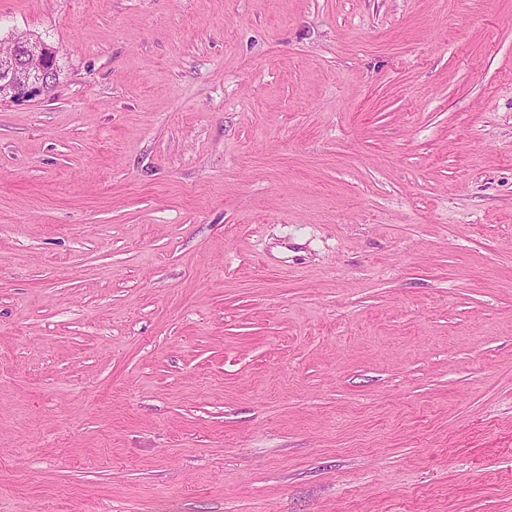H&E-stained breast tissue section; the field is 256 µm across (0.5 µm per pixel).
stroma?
Masks as SVG:
<instances>
[{
    "label": "stroma",
    "instance_id": "stroma-1",
    "mask_svg": "<svg viewBox=\"0 0 512 512\" xmlns=\"http://www.w3.org/2000/svg\"><path fill=\"white\" fill-rule=\"evenodd\" d=\"M0 512H512V0H0ZM39 41L54 49L41 37L33 34L17 33L12 35L10 46L0 50V70L2 68V57L5 59L11 52L13 45L19 46L23 41ZM42 43L33 42L26 44V55L24 63L12 68L10 71L3 70L0 78V101H20L25 98L36 97L45 91V79L48 74V66L45 62L46 49ZM31 60L27 67L28 60Z\"/></svg>",
    "mask_w": 512,
    "mask_h": 512
}]
</instances>
